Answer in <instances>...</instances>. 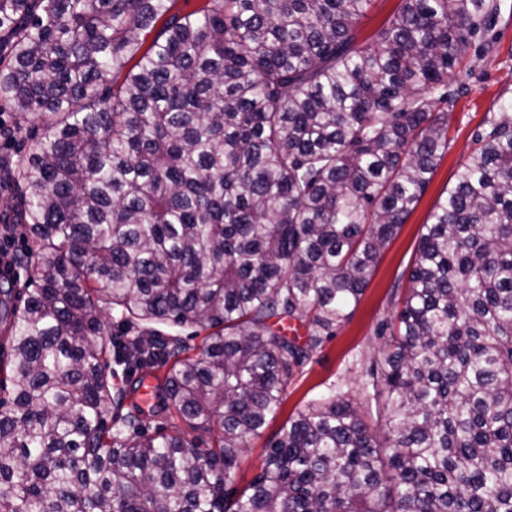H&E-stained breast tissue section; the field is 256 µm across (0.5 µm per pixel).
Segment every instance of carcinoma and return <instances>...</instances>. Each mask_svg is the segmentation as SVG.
I'll list each match as a JSON object with an SVG mask.
<instances>
[{"label": "carcinoma", "mask_w": 512, "mask_h": 512, "mask_svg": "<svg viewBox=\"0 0 512 512\" xmlns=\"http://www.w3.org/2000/svg\"><path fill=\"white\" fill-rule=\"evenodd\" d=\"M173 2L0 0L32 262L22 303L0 289V512H512V104L423 225L369 370L391 436L331 395L230 481L430 183L498 0H402L373 47L371 0ZM161 369L146 409L137 373Z\"/></svg>", "instance_id": "cac0c4a2"}]
</instances>
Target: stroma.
Returning a JSON list of instances; mask_svg holds the SVG:
<instances>
[{
    "label": "stroma",
    "mask_w": 512,
    "mask_h": 512,
    "mask_svg": "<svg viewBox=\"0 0 512 512\" xmlns=\"http://www.w3.org/2000/svg\"><path fill=\"white\" fill-rule=\"evenodd\" d=\"M401 6L402 0H371L365 16L356 25L359 43L374 45L378 32ZM488 39L493 45L491 53L471 47L469 70L448 79L460 96L449 115L448 151L427 189L397 236L383 250L351 319L335 336L326 338L303 372L292 378L286 400L269 420L263 436L249 441L241 453L236 486H245L258 472L266 438L312 401L333 393L355 407H363L362 386L383 342L380 331L395 312L399 289L407 285L422 227L441 193L455 182L472 152L474 134L486 113L498 111L501 104L512 101V0H501V12Z\"/></svg>",
    "instance_id": "35a3bbf8"
}]
</instances>
